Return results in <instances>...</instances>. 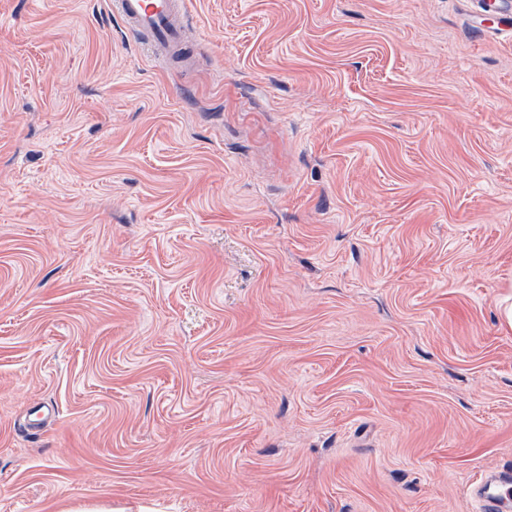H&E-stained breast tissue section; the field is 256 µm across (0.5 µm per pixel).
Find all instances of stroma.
I'll return each mask as SVG.
<instances>
[{
	"mask_svg": "<svg viewBox=\"0 0 512 512\" xmlns=\"http://www.w3.org/2000/svg\"><path fill=\"white\" fill-rule=\"evenodd\" d=\"M187 9L0 0V512H478L512 0ZM112 14L152 52L183 50L188 19L183 0H111Z\"/></svg>",
	"mask_w": 512,
	"mask_h": 512,
	"instance_id": "35a3bbf8",
	"label": "stroma"
}]
</instances>
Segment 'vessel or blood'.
<instances>
[{
	"label": "vessel or blood",
	"instance_id": "vessel-or-blood-1",
	"mask_svg": "<svg viewBox=\"0 0 512 512\" xmlns=\"http://www.w3.org/2000/svg\"><path fill=\"white\" fill-rule=\"evenodd\" d=\"M111 7L149 51L182 49L188 26L184 0H112ZM470 492L481 501L483 512H512V465L488 470Z\"/></svg>",
	"mask_w": 512,
	"mask_h": 512
}]
</instances>
